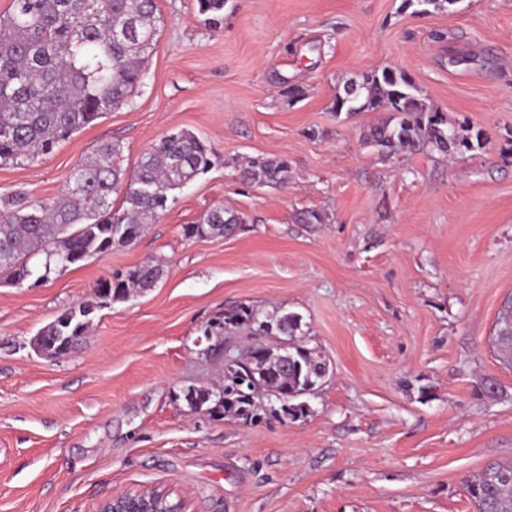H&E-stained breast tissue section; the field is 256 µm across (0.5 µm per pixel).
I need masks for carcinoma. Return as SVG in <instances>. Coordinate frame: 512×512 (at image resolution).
<instances>
[{
	"mask_svg": "<svg viewBox=\"0 0 512 512\" xmlns=\"http://www.w3.org/2000/svg\"><path fill=\"white\" fill-rule=\"evenodd\" d=\"M418 14L442 10L458 0H403ZM156 0H12L0 14V164L32 161L94 122L103 112L127 102L144 76L156 41ZM336 115L352 116L383 109L389 115L365 134L383 157L433 148L445 154L481 147L480 135L459 133L446 113L427 101L406 73L384 67L350 80L336 92ZM213 151L196 134L181 129L154 143L136 170L126 176L115 144L101 146L77 165L63 197L46 203L0 197V273L20 285L48 280L58 266L104 255L137 241L147 224L166 209L168 194L206 173ZM243 178L251 184L280 185L288 180V164L261 158L250 162ZM122 194L119 207L112 195ZM243 218L216 207L197 223L183 227L187 239L234 233ZM163 274L161 264L146 262L115 276L110 295L65 310L32 338L33 348L55 352L63 336H84L92 315L129 290H146ZM246 324L258 336H283L285 348L257 346L261 355L224 368L217 391L189 387L183 400L196 412L245 423L258 420L262 406L283 398L282 418L296 422L310 412L307 396L327 376V364L297 339L301 319L292 312L263 318L246 306L224 312L216 327ZM498 360L512 368V295L507 298L490 336ZM477 512H512V461L494 460L466 480Z\"/></svg>",
	"mask_w": 512,
	"mask_h": 512,
	"instance_id": "obj_1",
	"label": "carcinoma"
}]
</instances>
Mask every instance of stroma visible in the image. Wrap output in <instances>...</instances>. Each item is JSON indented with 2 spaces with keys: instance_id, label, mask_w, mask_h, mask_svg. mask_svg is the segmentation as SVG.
<instances>
[{
  "instance_id": "35a3bbf8",
  "label": "stroma",
  "mask_w": 512,
  "mask_h": 512,
  "mask_svg": "<svg viewBox=\"0 0 512 512\" xmlns=\"http://www.w3.org/2000/svg\"><path fill=\"white\" fill-rule=\"evenodd\" d=\"M402 3L229 0L215 24L196 0H157L128 102L49 154L0 165V195L51 202L105 143L129 171L180 129L215 153L134 244L36 287L0 284V512H94L153 485L190 512H476L466 479L512 460V369L489 345L512 294V0L430 15ZM452 49L469 65L449 67ZM386 66L482 148L380 158L364 135L384 111L348 119L332 101ZM266 157L287 162V184L243 182ZM217 206L243 224L183 237ZM149 260L163 268L155 287L97 310L74 354L32 350L100 280ZM238 306L300 314L301 340L329 364L306 419L187 411L182 391L219 385L225 355L275 343L245 326L205 337Z\"/></svg>"
}]
</instances>
